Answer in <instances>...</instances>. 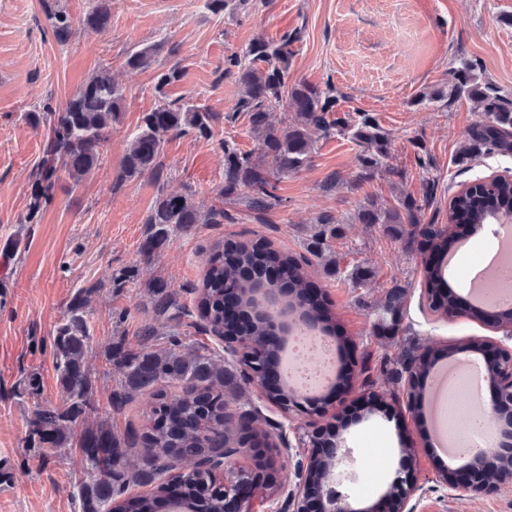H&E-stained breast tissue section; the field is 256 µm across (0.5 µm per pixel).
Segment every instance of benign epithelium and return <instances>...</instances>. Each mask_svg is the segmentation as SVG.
<instances>
[{"mask_svg": "<svg viewBox=\"0 0 512 512\" xmlns=\"http://www.w3.org/2000/svg\"><path fill=\"white\" fill-rule=\"evenodd\" d=\"M263 296L262 308L258 312L269 317L268 329L271 335L266 341L281 347L285 337L299 326L318 330L324 327L323 317L312 313L305 315L301 309L296 310L288 322H283L279 303L282 294L270 288H260ZM224 351L236 358L246 379L251 381L269 401L288 416L299 412L306 416L324 418L329 413V398L299 397L288 393L279 380H271L269 361L263 356L242 359L243 347L249 342L247 336H222ZM433 366L428 354L421 355L420 360L410 366V374L403 389V398L407 404L420 402V386L415 378L416 371ZM484 368L489 378L492 396L485 404L487 412L493 417L498 431V441L494 448L484 451L468 467V475L443 470L438 472L437 480L450 490L462 489L466 492L491 495L501 485L512 480V475H503L497 483L487 481L485 470L502 465L503 460H512V349L501 345L488 347L485 353ZM361 371V362L355 352H350L340 363L336 381L328 391L336 387L344 388L349 394L354 390V375ZM312 451L305 456L292 452L287 438L274 443L265 441L252 434H242L241 442L236 448H227L224 453L214 457L211 466L224 473V512H259L260 505L266 504V512H314L315 504L323 501L320 512H415L410 501L419 491L417 476L408 467L401 469L387 493L369 503L365 509L351 507L349 499L339 493L324 497L312 490L313 474L320 464L332 467L340 458L343 448L340 434L336 427H322L310 436ZM253 460L252 470L247 477L238 478L241 458Z\"/></svg>", "mask_w": 512, "mask_h": 512, "instance_id": "1", "label": "benign epithelium"}]
</instances>
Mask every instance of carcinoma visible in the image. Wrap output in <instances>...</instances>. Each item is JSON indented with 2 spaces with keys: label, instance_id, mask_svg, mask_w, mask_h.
I'll return each instance as SVG.
<instances>
[{
  "label": "carcinoma",
  "instance_id": "cac0c4a2",
  "mask_svg": "<svg viewBox=\"0 0 512 512\" xmlns=\"http://www.w3.org/2000/svg\"><path fill=\"white\" fill-rule=\"evenodd\" d=\"M60 0L45 4L46 19L55 39L69 43L80 29H102L112 16V0H87L88 8L80 17L60 7ZM302 32H284L280 37L258 36L238 52L224 60V70L217 80L233 78L241 92L225 115L206 106L172 99L166 87L178 82L183 70L178 65L156 77L154 107L143 114L138 129L131 134L121 169L112 188L145 176L154 180L157 195L145 219V240L140 254L148 264L154 253L177 234H188L200 224H222L224 204H245L254 219L265 223V216L280 204L276 194L281 176L297 173L311 162L316 144L335 132L350 137L361 147L357 156L361 176L365 179L382 172L401 175L387 164L389 136L376 118L358 113L355 123L335 116L340 96L328 85L321 89L306 82L290 81V68L295 55L294 44ZM156 48L146 46L128 53L125 66L130 70H146L155 63ZM465 96L477 103L481 120L466 133L464 144L456 154V163L467 168L475 161L499 155L512 156V107L504 104L488 84L478 81L473 69L465 63L453 70L452 82L440 89L424 92L417 104L448 101ZM124 89L103 67L88 77L61 105L45 104L27 112L30 127L47 132L45 156L39 162L31 185L24 224L37 223L51 203L57 183L69 180L77 186L101 166L110 145L112 127L119 122L123 109ZM277 110L292 113L291 119L276 127L269 115ZM245 114L257 147L243 151L233 140L220 142L223 153L224 185L217 191L218 203L203 212L193 201L188 186L179 191L168 189L160 161L165 144L176 137L193 133L209 140L220 122L235 121ZM430 196L420 204L405 196L397 205L387 206L370 198L359 210L355 221L381 225L394 239L411 243L422 237L428 247H438L448 237L450 225L464 218L478 226L489 219L512 216V179L496 177L475 179L451 197L448 223L424 224L422 219ZM343 222L322 212L311 222L306 251L314 257L322 273L334 278L340 273L331 241L344 236ZM270 245L263 239L243 243L226 241L213 249L197 293L196 311L204 331L213 336H235L244 331L263 353L272 350L264 341L266 325L246 318L241 323L224 322V297L234 295L244 308L253 302V288L266 284L284 290L287 298L299 299L309 311H320V299L309 293L299 260L291 255L280 258L274 276L267 272ZM135 269L123 267L113 271L108 287L122 292L133 283ZM150 295L152 321L139 328L137 348L123 343H107V361L119 365L123 380L112 392L110 406L123 408L135 395L151 390L148 423L142 431L129 429L123 434L112 430L107 420L86 423L97 412L91 380L84 365V352L90 342L88 310L91 288L76 290L65 306L61 323L52 344L57 376L64 393L60 407L41 401V383L36 372L29 373L20 390L33 402L28 421V443L35 448H68L75 431H80L79 444L90 479L77 486L75 498L80 512H113L112 502L125 494L129 485L149 487L145 495L128 497L121 502L124 512H173L176 504L167 499L168 486L160 482L168 471L185 463L187 469L173 476L177 496L193 512H220L224 484L216 472L201 471L195 460L216 448L239 441L240 431L258 432V417L251 410L242 411L247 427L232 428L224 419L227 402L239 397L241 386L235 370L224 366L215 353L203 352L183 342L177 330L186 314L181 293L170 283L153 278L146 282ZM404 290L394 286L384 298L379 326L392 333L400 329ZM174 322L166 333L169 347L155 348L160 336L156 322ZM176 387L173 393L169 388Z\"/></svg>",
  "mask_w": 512,
  "mask_h": 512
}]
</instances>
